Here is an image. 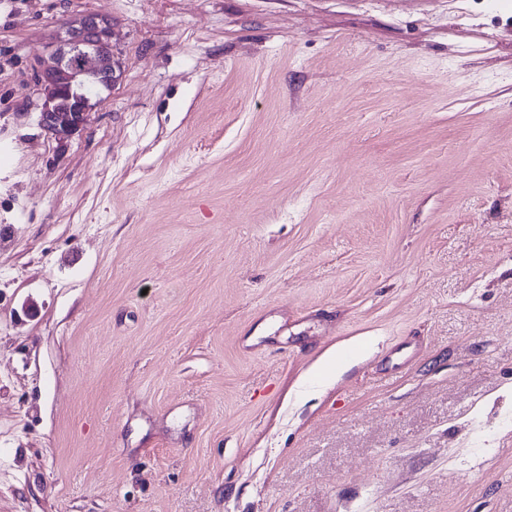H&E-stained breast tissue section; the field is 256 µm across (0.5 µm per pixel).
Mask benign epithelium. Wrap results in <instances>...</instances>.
Listing matches in <instances>:
<instances>
[{
  "label": "benign epithelium",
  "instance_id": "obj_1",
  "mask_svg": "<svg viewBox=\"0 0 512 512\" xmlns=\"http://www.w3.org/2000/svg\"><path fill=\"white\" fill-rule=\"evenodd\" d=\"M65 35L36 57V109L40 125L54 139L70 138L95 107L87 90H112L119 78L112 56V20L84 14L64 23Z\"/></svg>",
  "mask_w": 512,
  "mask_h": 512
}]
</instances>
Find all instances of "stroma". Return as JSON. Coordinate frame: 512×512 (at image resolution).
<instances>
[{
  "label": "stroma",
  "mask_w": 512,
  "mask_h": 512,
  "mask_svg": "<svg viewBox=\"0 0 512 512\" xmlns=\"http://www.w3.org/2000/svg\"><path fill=\"white\" fill-rule=\"evenodd\" d=\"M0 512H512V0H0ZM63 28L65 35L44 47L34 69L40 125L58 141L80 130L93 111L96 103L86 90L99 96L102 91L112 90L120 76V67L112 56L110 18L84 14L67 19ZM74 90L78 102L72 105V100L66 101L64 96Z\"/></svg>",
  "instance_id": "obj_1"
}]
</instances>
